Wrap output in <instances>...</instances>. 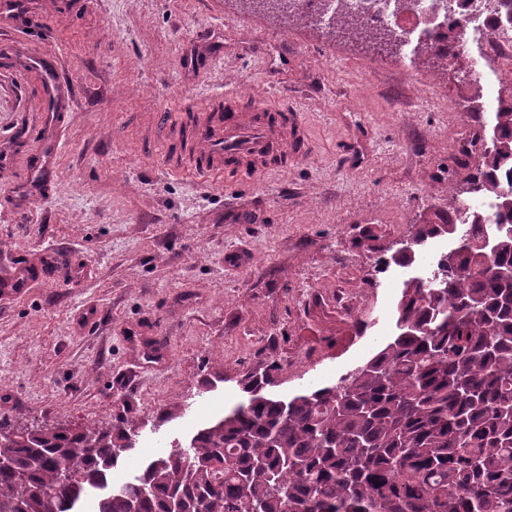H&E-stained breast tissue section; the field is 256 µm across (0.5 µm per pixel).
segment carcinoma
<instances>
[{
	"label": "carcinoma",
	"instance_id": "1",
	"mask_svg": "<svg viewBox=\"0 0 512 512\" xmlns=\"http://www.w3.org/2000/svg\"><path fill=\"white\" fill-rule=\"evenodd\" d=\"M288 17V0H237ZM399 49L394 32L344 16L331 33ZM492 149L477 134V177L462 193L498 195L512 161V107L496 113ZM495 224H457L431 205L415 247L459 239L451 263L404 282L396 334L337 382L280 399L277 361L245 375L248 399L132 480L112 471L135 450L138 424L14 428L0 421V512H512V204Z\"/></svg>",
	"mask_w": 512,
	"mask_h": 512
}]
</instances>
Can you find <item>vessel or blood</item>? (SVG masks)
I'll list each match as a JSON object with an SVG mask.
<instances>
[{"label":"vessel or blood","instance_id":"b4317fda","mask_svg":"<svg viewBox=\"0 0 512 512\" xmlns=\"http://www.w3.org/2000/svg\"><path fill=\"white\" fill-rule=\"evenodd\" d=\"M43 96L53 106L49 122L40 127L21 125L13 135L10 155L0 160L7 168L34 166L49 171L54 163L53 135L61 127L65 89L57 74L43 84ZM153 122L161 133L152 147L168 172L200 181L252 182L306 155L310 140L299 112L275 102L244 108L235 91L200 100L189 112H161ZM57 269L53 250L38 264L17 267L0 281V296L22 293Z\"/></svg>","mask_w":512,"mask_h":512}]
</instances>
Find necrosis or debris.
<instances>
[{
  "mask_svg": "<svg viewBox=\"0 0 512 512\" xmlns=\"http://www.w3.org/2000/svg\"><path fill=\"white\" fill-rule=\"evenodd\" d=\"M301 17L335 26L342 15L393 29L403 48V70L415 76L422 60L440 56L471 63L470 83L495 113L512 104L503 73L512 71V0H296Z\"/></svg>",
  "mask_w": 512,
  "mask_h": 512,
  "instance_id": "1",
  "label": "necrosis or debris"
}]
</instances>
